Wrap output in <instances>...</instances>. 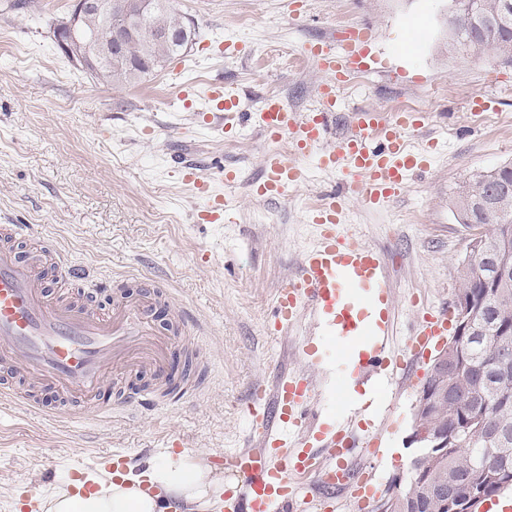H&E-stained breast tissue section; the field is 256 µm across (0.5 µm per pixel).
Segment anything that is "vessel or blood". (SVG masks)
Wrapping results in <instances>:
<instances>
[{"label": "vessel or blood", "instance_id": "obj_1", "mask_svg": "<svg viewBox=\"0 0 512 512\" xmlns=\"http://www.w3.org/2000/svg\"><path fill=\"white\" fill-rule=\"evenodd\" d=\"M370 37V28L354 27L340 40L322 39L306 48V57L327 77L316 108L292 112L270 94L256 114L267 138L292 143L290 151L270 149L263 154L258 197L287 196L305 177L300 157L311 153L320 168L336 173L348 189L347 195L326 198L310 212L317 240L302 253L295 273L277 288L275 320L268 330L281 335L308 319L323 325L330 336L365 337L368 346L356 360L360 370L375 366L391 350L394 301L384 253L345 230V211L354 196L372 207L391 202L405 191L410 174L426 170L432 162L431 151L412 148L406 138L408 131L423 124V115L416 111L357 109L350 114L346 135L334 144L327 141L329 120L340 106L339 88L367 69ZM209 98L215 106L204 114L205 124L242 126L239 102L223 84H211ZM234 213L231 198L210 195L198 218L220 223L230 221ZM453 316L447 304L417 316L404 343L410 362L423 360L446 338ZM148 317L149 307L141 302L122 303L102 317L85 304L56 299L45 286L39 255L22 258L14 249L0 248V365L21 362L26 379L34 384L90 398L107 381L110 367L163 372L168 343L165 335L154 332ZM331 352L317 337L304 336L297 346L300 369L253 388L247 411L259 447L217 458L245 478L242 492L225 491L228 512H295L302 481L309 488L308 512H334L341 492L350 494L360 512H368L372 502L383 497L372 472L344 461L347 436L335 423L318 426L300 444L288 441L300 428L307 407L320 396L317 371ZM322 450L335 458L334 466L321 465Z\"/></svg>", "mask_w": 512, "mask_h": 512}]
</instances>
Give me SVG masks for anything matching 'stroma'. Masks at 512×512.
Here are the masks:
<instances>
[{
	"instance_id": "1",
	"label": "stroma",
	"mask_w": 512,
	"mask_h": 512,
	"mask_svg": "<svg viewBox=\"0 0 512 512\" xmlns=\"http://www.w3.org/2000/svg\"><path fill=\"white\" fill-rule=\"evenodd\" d=\"M71 5L36 0L23 14L0 0V225H22L19 255L44 246L90 270L91 279L71 283L70 291L94 310H110L127 294L149 295L152 322L178 330L167 374L180 377L194 353L188 385L195 394L165 397L151 376L127 374L110 379L93 401L43 391L38 411L0 396V512H18L28 484L47 488L49 467L66 480L77 470L103 474L104 456L116 450L144 469L180 453L207 464L248 447L244 407L252 389L297 369L295 342L320 332L306 321L270 336L266 321L276 289L316 238L308 211L344 185L307 157V177L287 197H254L263 152L290 145L270 142L252 122L223 133L197 121L210 109L211 83L223 82L247 113L278 90L290 110L310 111L324 75L303 60L304 48L372 23L375 68L340 89L329 142L343 136L356 109L409 105L427 116L410 132L412 143L434 146L430 168L409 176L400 199L381 207L355 199L347 213L349 231L388 257L396 351L411 329L415 299L455 301L456 261L469 239L451 212L459 185L512 160V124L468 107L472 97L488 96L512 117V67L449 48V0H175L196 20L192 47L123 89L92 80L58 50L51 25ZM227 39L243 41L244 53L224 56ZM189 162L201 164L211 193L233 199V221L197 222L206 200L178 172ZM227 168L238 172L229 189ZM321 370V400L354 441V462L391 489L415 451L420 380L390 368L360 374L342 363ZM121 392L140 393L154 406L107 417L104 407Z\"/></svg>"
}]
</instances>
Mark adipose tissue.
<instances>
[{"label": "adipose tissue", "mask_w": 512, "mask_h": 512, "mask_svg": "<svg viewBox=\"0 0 512 512\" xmlns=\"http://www.w3.org/2000/svg\"><path fill=\"white\" fill-rule=\"evenodd\" d=\"M229 486L223 474L181 456L154 466L144 484L126 477L100 482L98 490L88 494L73 481L48 488L43 505L45 512H165L166 506L183 503L204 512Z\"/></svg>", "instance_id": "ef3b65f1"}]
</instances>
